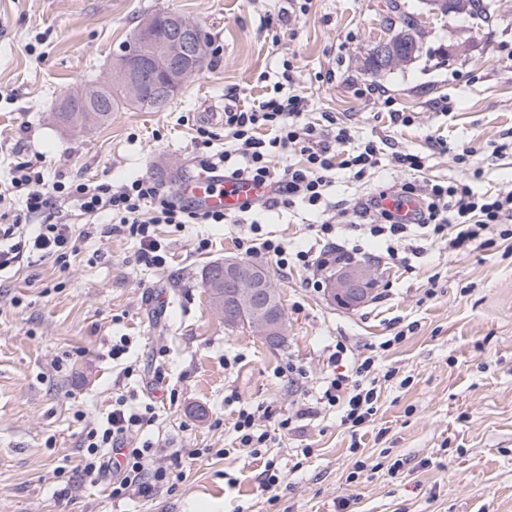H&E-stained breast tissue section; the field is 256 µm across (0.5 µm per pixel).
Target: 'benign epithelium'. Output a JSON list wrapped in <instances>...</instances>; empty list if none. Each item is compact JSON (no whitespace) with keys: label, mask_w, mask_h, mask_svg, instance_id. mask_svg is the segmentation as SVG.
<instances>
[{"label":"benign epithelium","mask_w":512,"mask_h":512,"mask_svg":"<svg viewBox=\"0 0 512 512\" xmlns=\"http://www.w3.org/2000/svg\"><path fill=\"white\" fill-rule=\"evenodd\" d=\"M155 20L145 18L113 64L110 75L100 84L84 85L69 97L82 103L102 101L103 90L110 84L120 85L132 98L150 92L167 105L171 92L182 87L205 62L208 46L200 26L177 14L168 17L169 37L157 46L152 36ZM224 275V316L231 320L244 310H264L276 301L277 292L263 273L241 261L226 259L221 264ZM378 279L370 265L345 268L331 279L329 296L345 308L364 303ZM254 329L266 342L275 344L282 338V321L278 316L254 322Z\"/></svg>","instance_id":"obj_1"}]
</instances>
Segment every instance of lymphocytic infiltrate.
I'll use <instances>...</instances> for the list:
<instances>
[{
	"label": "lymphocytic infiltrate",
	"instance_id": "lymphocytic-infiltrate-1",
	"mask_svg": "<svg viewBox=\"0 0 512 512\" xmlns=\"http://www.w3.org/2000/svg\"><path fill=\"white\" fill-rule=\"evenodd\" d=\"M292 73V68H285L281 81L275 82L271 91L250 108L225 107L224 137L229 147L203 161L202 167L208 173L220 171L230 179L270 187L268 197L244 209V216L251 219L250 233L238 238L237 247L246 256L265 254L283 268H302L307 273L305 286L319 289L323 286L322 270L333 263L350 262L360 253L358 247L338 244L333 237L335 227L325 218L331 208L328 193L332 177L342 170L353 179H363L380 163L382 148L374 140L354 142L350 126L332 113L324 114L321 125L307 122L304 98L285 91L286 83L293 80ZM291 153L300 154V162L280 165V158ZM393 160L408 177L399 190L400 195L417 200L421 227L447 238L450 249L466 252L482 246L486 232L493 226L500 227L501 238H512V192L493 195L476 192L460 181L451 184L421 181L417 175L425 168L422 156L398 153ZM61 198L76 202L83 213L108 215L110 234L132 236L138 244L141 261L156 268L165 265L166 248L154 233L155 225L182 227L231 221L230 215L221 212L193 210L148 178H136L117 186L108 182L61 180L48 185L31 163L21 162L14 165L9 186L0 189V208L17 199L23 204L20 213L0 225V271L50 257L65 263L74 252L79 235L69 219L55 213V205ZM298 204L322 217L320 232L325 248L320 256L288 247L263 231L267 213ZM366 211L373 217L367 226L368 233L385 238L386 259L398 261L410 226L382 208L378 199H370ZM38 215L43 216V223L38 228H29L30 218ZM371 367V361L367 360L357 368L355 379H331L321 397L327 405H343L344 422L354 426L368 422L376 410L378 394L374 384L367 380ZM148 421L147 414L119 399L101 424L85 436L82 471L93 481L111 474L114 499L151 490L153 473L144 449L125 446L128 437Z\"/></svg>",
	"mask_w": 512,
	"mask_h": 512
}]
</instances>
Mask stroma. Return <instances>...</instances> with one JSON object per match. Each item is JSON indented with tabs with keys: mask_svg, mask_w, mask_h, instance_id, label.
<instances>
[{
	"mask_svg": "<svg viewBox=\"0 0 512 512\" xmlns=\"http://www.w3.org/2000/svg\"><path fill=\"white\" fill-rule=\"evenodd\" d=\"M493 5L485 25L430 13L424 0H310L303 15L287 0H0V186L29 161L49 183L147 176L175 191L223 151L225 105L253 104L289 60L308 121L333 112L355 139L386 142V160L362 180L337 174L343 206L402 182L397 152L423 156L429 179L512 190V0ZM160 10L196 21L213 49L168 110L116 112L85 132L57 123L53 106L105 77ZM407 15L422 31L416 59L371 73L372 46ZM369 84L392 106L362 95ZM392 109L412 124L392 125ZM201 126L210 143L198 140ZM432 135L447 138V153ZM465 148L480 178L453 161ZM73 220L93 233L67 267L49 258L0 273V512H512V239L457 253L413 228L418 252L379 263L377 288L354 310L305 287L303 272L251 256L284 306V340L270 346L227 325L202 282L207 265L238 256L247 225H157L169 250L159 269L142 263L135 240L108 234L107 217ZM266 220L270 235L321 250L309 209ZM122 336L131 345L116 360ZM368 359L379 400L358 428L319 398L328 378ZM119 397L154 405L132 439L167 471L148 496L121 501L111 475L81 472L87 431ZM243 403L266 410L271 439L258 458L233 431ZM306 405L313 414L300 415ZM269 460L279 482L268 489Z\"/></svg>",
	"mask_w": 512,
	"mask_h": 512,
	"instance_id": "obj_1",
	"label": "stroma"
}]
</instances>
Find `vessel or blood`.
I'll return each instance as SVG.
<instances>
[{
    "mask_svg": "<svg viewBox=\"0 0 512 512\" xmlns=\"http://www.w3.org/2000/svg\"><path fill=\"white\" fill-rule=\"evenodd\" d=\"M180 195L193 207L202 211L235 213L245 204L266 198L271 189L250 181H232L222 175H202L184 183ZM383 208L397 214L406 224L417 221L419 205L416 200L391 192L381 201Z\"/></svg>",
    "mask_w": 512,
    "mask_h": 512,
    "instance_id": "1",
    "label": "vessel or blood"
}]
</instances>
